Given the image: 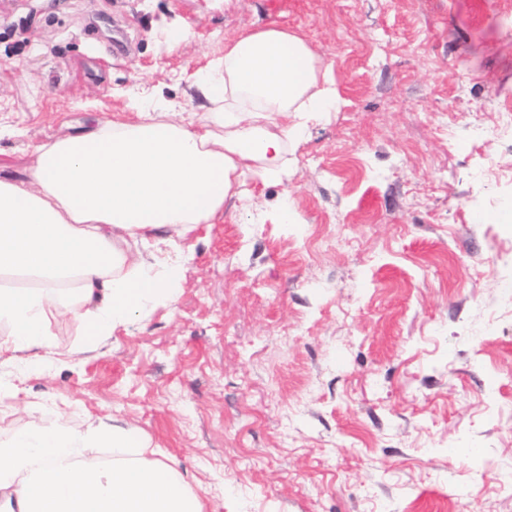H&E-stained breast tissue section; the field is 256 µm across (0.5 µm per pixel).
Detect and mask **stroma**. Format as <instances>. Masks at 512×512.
Listing matches in <instances>:
<instances>
[{"label":"stroma","mask_w":512,"mask_h":512,"mask_svg":"<svg viewBox=\"0 0 512 512\" xmlns=\"http://www.w3.org/2000/svg\"><path fill=\"white\" fill-rule=\"evenodd\" d=\"M0 0V169L240 33L306 41L341 99L185 244L173 299L15 383L11 429L132 423L203 512H512V0ZM185 32L178 45L169 32ZM290 197L292 224L277 218Z\"/></svg>","instance_id":"1"}]
</instances>
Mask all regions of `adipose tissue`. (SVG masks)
<instances>
[{"instance_id":"ef3b65f1","label":"adipose tissue","mask_w":512,"mask_h":512,"mask_svg":"<svg viewBox=\"0 0 512 512\" xmlns=\"http://www.w3.org/2000/svg\"><path fill=\"white\" fill-rule=\"evenodd\" d=\"M187 83L202 115L165 121L141 105L36 145L25 180L0 176V354L43 371L60 354L58 308L85 352L171 300L184 240L247 178L286 180L290 145L338 103L307 43L275 27L225 43ZM151 452L130 423L80 429L62 414L0 430V512H202Z\"/></svg>"}]
</instances>
